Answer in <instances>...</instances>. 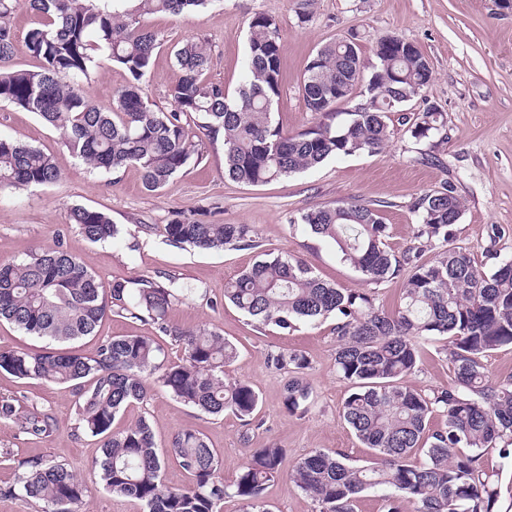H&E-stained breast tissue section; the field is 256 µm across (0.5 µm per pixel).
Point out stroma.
I'll list each match as a JSON object with an SVG mask.
<instances>
[{"mask_svg":"<svg viewBox=\"0 0 512 512\" xmlns=\"http://www.w3.org/2000/svg\"><path fill=\"white\" fill-rule=\"evenodd\" d=\"M257 14L273 18L279 27L282 87L272 112L283 132L349 121L350 107L344 103L326 115L309 111L300 85L319 48L352 36L360 45L367 75L375 61L373 48L383 38L397 36L421 50L432 79L422 97L404 104L402 111L413 118L429 109L441 113V132L419 141L397 122L381 152L332 156L316 168L259 186L225 176L221 139L199 133L194 138L197 155L162 190L152 193L144 189L136 168L93 170L67 149L59 130L34 113L0 102V137L41 149L60 173L54 183L0 197V262H19L35 250L59 245L81 258L104 286L151 277L180 289L169 321L185 330L218 331L234 344L238 354L225 367L224 377L248 381L260 395L258 409L246 426L232 412L216 418L205 415L155 386L145 401L121 411L112 427L119 430L147 418L161 446L176 431H201L219 454L228 484L236 480L254 448L285 449L291 464L315 448L360 460L370 455L340 416L349 387L336 371L335 317L279 332L258 327L224 299L225 284L264 252L298 258L339 287H369L379 308L397 305L403 278L365 285L331 243L314 237L300 223L302 211L341 203L377 208L388 226L389 245L401 251L415 241L421 222L419 199L449 181L462 203L450 246L466 248L477 269L486 273L512 259V13L497 10L493 0H313L305 18L297 0H217L196 15L158 13L146 18L162 39L143 85L149 102L172 109L170 90L181 76L174 52L192 39L206 40L212 48L209 79L236 94L246 77L248 24ZM98 62L88 93L108 109L129 75L106 54H99ZM77 205L109 214L119 229L117 237L101 243L87 240L69 222V211ZM176 218L251 225L260 248L172 246L162 228ZM151 331L148 323L112 314L74 347L90 354L104 337ZM443 346L440 339L425 343L418 369L409 378L419 392L447 386L450 368L439 353ZM278 350H297L308 359L304 380L311 396L305 413H290L284 405L289 373L269 360ZM1 397L49 410L54 425L50 433L33 437L0 422V512H40L41 503L6 492L15 481L17 462L35 456L73 470L88 489L85 512H143L140 501L103 489L94 467L101 449L95 439L74 430L71 385L19 379L0 371Z\"/></svg>","mask_w":512,"mask_h":512,"instance_id":"obj_1","label":"stroma"}]
</instances>
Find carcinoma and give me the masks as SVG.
I'll return each mask as SVG.
<instances>
[{
  "label": "carcinoma",
  "mask_w": 512,
  "mask_h": 512,
  "mask_svg": "<svg viewBox=\"0 0 512 512\" xmlns=\"http://www.w3.org/2000/svg\"><path fill=\"white\" fill-rule=\"evenodd\" d=\"M0 0V102H9L58 129L66 147L92 169L114 172L133 166L149 192L161 190L191 160L193 150L182 117L196 114L207 135L222 134L224 172L235 181L263 185L314 168L333 155L381 150L391 137L390 113L422 95L432 71L412 43L392 36L373 48L376 63L366 85L368 98L351 110L344 126L319 125L286 134L272 121L281 90L279 28L256 15L249 22L247 80L231 96L208 80L210 49L188 41L174 52L182 72L171 89L174 109H155L143 83L161 46L143 23L155 13L200 11L215 0ZM40 17L26 35L32 69L11 63L10 19L22 7ZM107 50L130 79L113 95L109 111L89 96L96 54ZM361 49L352 37L321 47L309 62L301 91L311 112H328L353 99L362 81ZM440 113L425 112L411 128L416 140L440 131ZM59 171L38 148L0 137V194L55 182ZM418 244L397 253L387 243L388 226L378 210L355 203L310 207L301 216L309 232L333 243L341 259L371 284L406 275L396 308L387 312L365 290L339 288L318 278L302 261L268 254L224 286V298L262 327L292 329L299 321L336 315V367L350 386L341 416L372 450L360 463L339 452L315 449L285 467L281 448H254L235 483L221 476L217 452L197 430L173 434L158 448L148 422L119 431L121 410L144 401L149 383L204 414L232 411L249 423L259 396L241 380L224 381L236 348L207 328L182 330L168 311L178 296L146 277L130 289L125 281L107 288L75 255L61 246L43 248L16 263L0 262V321L46 342L39 350L0 349V371L19 379L70 384L75 390V430L100 442L97 465L103 489L142 502L144 512H221L235 498L240 512H268L264 492L282 476L317 504L316 512H355L362 493L385 489L388 512L413 501L416 512H493L494 471L485 451L512 454V376L490 379L484 360L512 345V261L493 272L479 271L471 253L448 248L462 203L453 184L418 202ZM70 221L92 242L118 234L105 212L75 206ZM167 241L203 250L256 249L249 224H212L176 219L164 225ZM434 256L424 258L427 248ZM149 322L155 333L184 347L177 363L166 359L152 336H112L91 355L68 345L94 333L109 313ZM443 336L450 364L448 386L425 394L406 377L415 372L422 343ZM277 368L295 373L285 387L288 411L305 408L310 391L300 374L308 361L298 351L269 355ZM444 426L425 436L429 417ZM40 436L50 428L46 412L25 411L0 400V422ZM174 461L190 478L168 486L164 471ZM8 493L47 504L45 512H79L87 489L65 463L38 457L21 460Z\"/></svg>",
  "instance_id": "cac0c4a2"
}]
</instances>
